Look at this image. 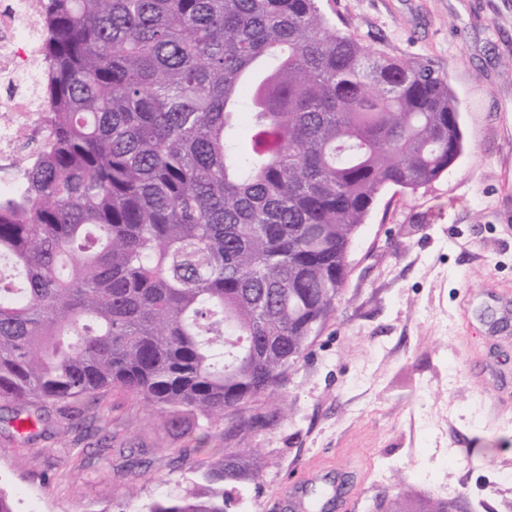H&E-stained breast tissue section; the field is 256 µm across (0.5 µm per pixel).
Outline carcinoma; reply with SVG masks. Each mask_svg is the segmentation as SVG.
Listing matches in <instances>:
<instances>
[{
    "label": "carcinoma",
    "instance_id": "carcinoma-1",
    "mask_svg": "<svg viewBox=\"0 0 512 512\" xmlns=\"http://www.w3.org/2000/svg\"><path fill=\"white\" fill-rule=\"evenodd\" d=\"M42 132L0 194V399L117 389L220 420L282 384L336 307L378 195L463 151L428 62L321 0H41ZM260 448L143 512H228ZM382 512H467L384 490Z\"/></svg>",
    "mask_w": 512,
    "mask_h": 512
}]
</instances>
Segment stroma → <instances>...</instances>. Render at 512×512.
Listing matches in <instances>:
<instances>
[{
	"label": "stroma",
	"instance_id": "35a3bbf8",
	"mask_svg": "<svg viewBox=\"0 0 512 512\" xmlns=\"http://www.w3.org/2000/svg\"><path fill=\"white\" fill-rule=\"evenodd\" d=\"M337 28L448 78L464 148L416 192L383 190L349 255L323 326L252 413L273 425L169 412L104 390L45 408L34 437L0 399V488L19 512H138L202 483L228 448H259L237 512H276L312 466L358 485L347 512L381 489L512 512V328L493 336L512 293V0H323Z\"/></svg>",
	"mask_w": 512,
	"mask_h": 512
}]
</instances>
